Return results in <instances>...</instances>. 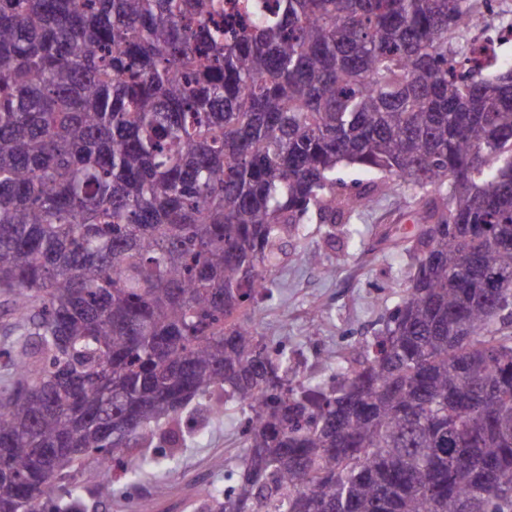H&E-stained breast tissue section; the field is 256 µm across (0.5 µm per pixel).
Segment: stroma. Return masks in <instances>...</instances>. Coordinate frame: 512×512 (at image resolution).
<instances>
[{
  "label": "stroma",
  "mask_w": 512,
  "mask_h": 512,
  "mask_svg": "<svg viewBox=\"0 0 512 512\" xmlns=\"http://www.w3.org/2000/svg\"><path fill=\"white\" fill-rule=\"evenodd\" d=\"M361 235L327 237L322 224H303L288 246V260L274 275L270 296L257 298L253 313L264 333L286 347L300 377L328 379L336 356L358 350L382 329L415 272L413 259L394 240L414 230L412 193L380 194L352 214ZM320 249L335 270L324 276L305 257ZM239 416L229 412L208 426L164 472L138 476L130 498H115L99 512H193V504L224 482L225 461L240 453Z\"/></svg>",
  "instance_id": "obj_1"
}]
</instances>
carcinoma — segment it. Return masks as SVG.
Returning <instances> with one entry per match:
<instances>
[{
    "label": "carcinoma",
    "mask_w": 512,
    "mask_h": 512,
    "mask_svg": "<svg viewBox=\"0 0 512 512\" xmlns=\"http://www.w3.org/2000/svg\"><path fill=\"white\" fill-rule=\"evenodd\" d=\"M0 0V512H89L78 472L242 452L196 512H512V64L476 0ZM382 180L339 199L336 173ZM410 284L300 377L248 308L288 241L394 182Z\"/></svg>",
    "instance_id": "carcinoma-1"
}]
</instances>
